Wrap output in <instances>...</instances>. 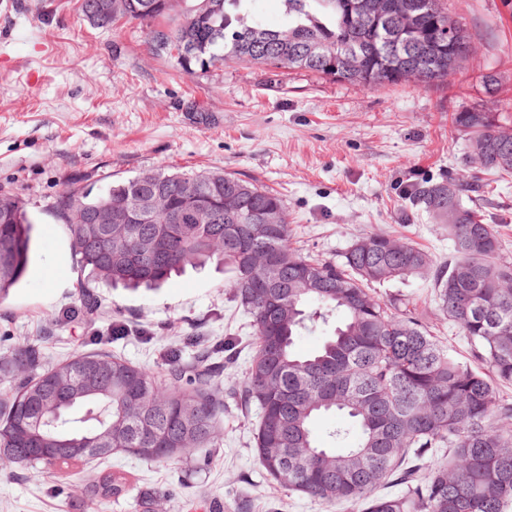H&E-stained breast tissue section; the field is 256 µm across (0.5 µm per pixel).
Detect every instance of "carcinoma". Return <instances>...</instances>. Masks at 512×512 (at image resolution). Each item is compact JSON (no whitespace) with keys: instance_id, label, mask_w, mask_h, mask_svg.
Instances as JSON below:
<instances>
[{"instance_id":"cac0c4a2","label":"carcinoma","mask_w":512,"mask_h":512,"mask_svg":"<svg viewBox=\"0 0 512 512\" xmlns=\"http://www.w3.org/2000/svg\"><path fill=\"white\" fill-rule=\"evenodd\" d=\"M256 0H194L170 17L172 0H82L84 16L106 28L119 19L146 27L157 56L188 67L243 62L274 75L305 71L371 87L408 78L438 85L461 69L470 44L464 24L441 0H280L285 22L271 28ZM481 169L512 174V137L496 113H452ZM466 189L446 181L419 188L420 204L446 225L454 252L444 266L406 241L370 233L341 259H319L292 246L282 197L255 180L221 171L141 172L99 194H59L81 266L100 284L157 288L187 267L217 261L233 273V297L252 318L255 346L241 382L260 411L258 461L279 484L328 506L356 512H505L512 503V259L493 225L463 202ZM156 197L148 224H97L107 206ZM273 214L277 223L266 224ZM34 220L13 195L0 201V296L29 264ZM431 281L439 310L468 339L481 368L458 361L417 316L411 298L383 304L370 285ZM336 315L340 323L314 350L303 332ZM195 364L167 355L161 377L102 351L40 364L23 344L0 364L14 382L0 399V471L47 464L69 469L117 453L168 463L188 448H212L224 396L211 383L234 340L205 346ZM335 417L329 442L315 433ZM446 448L443 458L434 451ZM123 472L88 487L120 495Z\"/></svg>"}]
</instances>
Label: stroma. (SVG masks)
Wrapping results in <instances>:
<instances>
[{"label": "stroma", "mask_w": 512, "mask_h": 512, "mask_svg": "<svg viewBox=\"0 0 512 512\" xmlns=\"http://www.w3.org/2000/svg\"><path fill=\"white\" fill-rule=\"evenodd\" d=\"M81 3L0 0V190L25 199L35 221L28 270L0 299V357L29 344L54 363L95 335L98 349L161 376L165 352L194 332L234 338L239 353L217 382L225 396L216 447L188 450L168 466L117 455L63 471L0 472V512H144L148 501L153 512H348L289 490L260 466L257 410L230 392L254 329L224 271L189 269L156 290L98 285L97 311L64 322L63 312L81 307L78 283L92 277L53 204L65 189H98L145 170H220L281 195L302 253L337 259L378 232L425 248L441 266L453 253L448 233L411 194L450 180L468 187L465 205L512 256V178L480 172L451 121L461 107L512 97V0H444L473 46L463 69L444 85L373 88L303 71L277 77L246 63L186 70L152 53L143 26L96 28ZM199 111L209 124L198 123ZM372 293L415 297L433 334L471 362L431 282L377 283ZM115 322L132 336L109 338ZM119 470L130 479L121 496H87L96 477Z\"/></svg>", "instance_id": "1"}]
</instances>
